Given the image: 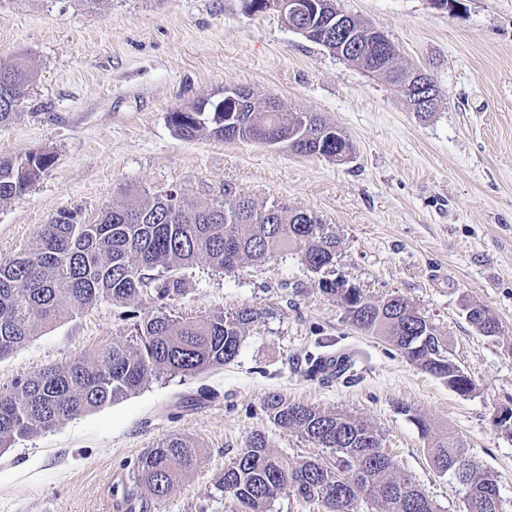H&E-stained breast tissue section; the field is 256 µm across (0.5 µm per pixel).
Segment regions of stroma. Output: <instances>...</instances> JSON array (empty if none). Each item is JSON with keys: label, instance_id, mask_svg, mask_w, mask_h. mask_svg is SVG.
I'll use <instances>...</instances> for the list:
<instances>
[{"label": "stroma", "instance_id": "35a3bbf8", "mask_svg": "<svg viewBox=\"0 0 512 512\" xmlns=\"http://www.w3.org/2000/svg\"><path fill=\"white\" fill-rule=\"evenodd\" d=\"M381 30L405 65L426 68L444 96L420 118L378 76L290 30L246 0H0V61L25 54L36 82L0 127V157L30 151L53 164L0 205V259L19 253L59 210L93 215L131 195L178 186L197 196L246 195L311 213L339 240L335 274L372 299H409L448 341L474 390H451L388 342L346 322L318 276L291 252L231 270L198 258L173 315L258 309L238 356L198 375H165L0 452V512H235L216 484L250 436L290 461L322 449L263 409L288 400L363 419L398 476L463 512L459 485L434 470L417 413L435 434L461 438L468 458L499 480L512 512V436L495 423L512 408V0H339ZM318 112L352 141L347 161L287 146L179 137L169 111L225 86ZM484 306L500 332L465 317ZM155 309L145 296L101 301L40 329L0 359V390L131 332ZM347 352L350 375L321 380L309 360ZM197 464L164 500L133 480L139 455L170 435Z\"/></svg>", "mask_w": 512, "mask_h": 512}]
</instances>
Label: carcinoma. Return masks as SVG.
I'll list each match as a JSON object with an SVG mask.
<instances>
[{"label":"carcinoma","instance_id":"carcinoma-1","mask_svg":"<svg viewBox=\"0 0 512 512\" xmlns=\"http://www.w3.org/2000/svg\"><path fill=\"white\" fill-rule=\"evenodd\" d=\"M338 10V0H321L318 15L302 14L297 22L311 28L308 40L382 78L409 104L425 95L428 106L436 110L442 91L433 78L427 73L417 78L416 69L398 65L391 41L370 40L365 22L344 12L338 17ZM35 77L23 54L0 63L1 127L11 122ZM247 96L252 101L242 106L229 103L222 112L213 111V102L201 98L177 107L168 117L185 139L268 145L286 132L294 140L292 151L302 156L334 159L353 152L346 136H322L329 123L318 113L293 112L276 99L259 101L251 92ZM53 163L51 154L0 157V204L24 195ZM337 244L336 236L307 212L260 205L246 196L195 199L178 187L140 193L127 203L103 207L90 218L77 210L58 211L23 251L0 259V358L27 342L37 327L101 300L123 303L150 293L159 308L136 320L132 335L81 359L45 367L1 390L0 451L17 439L122 398L153 377H188L233 361L258 310L243 307L232 314L198 317L166 312L168 302L185 292L181 270L200 256L217 268L230 269L295 251L321 274L318 288L336 299L347 322L385 339L422 370L447 379L458 394L469 393L473 380L448 358L447 339L432 323L410 315V300L390 294L373 301L357 286L343 288L325 275L336 262ZM476 313L483 323L481 333H499L498 321L486 308L481 306ZM263 408L273 423L297 432L335 461L293 463L273 452L263 434H253L219 480L220 491L234 502L236 512H271L274 501L286 492L306 501L319 500L329 512H353L361 496L380 512H437L423 491L395 474L378 434L366 422L292 402L278 393L268 394ZM402 411L431 440L427 454L433 468L452 473L459 483L465 512H499L497 476L476 468L459 438L433 440L425 419L408 407ZM196 462L191 444L172 435L140 454L136 482L162 500Z\"/></svg>","mask_w":512,"mask_h":512}]
</instances>
